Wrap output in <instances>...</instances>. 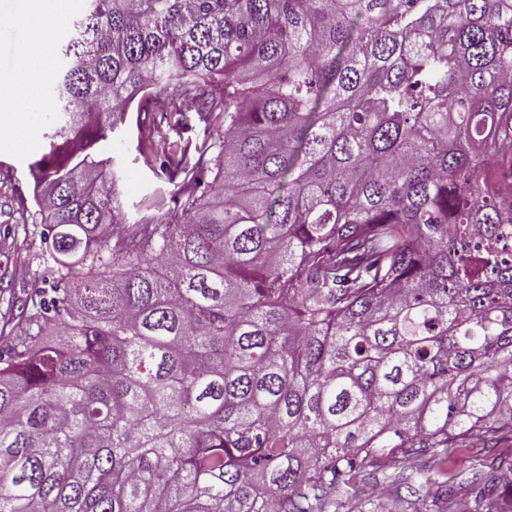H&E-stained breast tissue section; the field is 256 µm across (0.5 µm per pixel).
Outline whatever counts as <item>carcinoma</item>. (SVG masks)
Returning a JSON list of instances; mask_svg holds the SVG:
<instances>
[{"instance_id": "1", "label": "carcinoma", "mask_w": 512, "mask_h": 512, "mask_svg": "<svg viewBox=\"0 0 512 512\" xmlns=\"http://www.w3.org/2000/svg\"><path fill=\"white\" fill-rule=\"evenodd\" d=\"M0 335V512H336L512 442V0H86ZM224 118L119 224L130 111ZM512 512V460L461 484Z\"/></svg>"}]
</instances>
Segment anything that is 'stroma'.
<instances>
[{
	"label": "stroma",
	"instance_id": "1",
	"mask_svg": "<svg viewBox=\"0 0 512 512\" xmlns=\"http://www.w3.org/2000/svg\"><path fill=\"white\" fill-rule=\"evenodd\" d=\"M27 4L28 0H0V86L16 77L11 64ZM53 123L51 111L26 112L16 128L0 130V333L5 335L17 325L10 295H31L45 285L42 226L33 200L30 164L42 154V134ZM217 125V119L200 117L195 111L187 112L182 123L162 112L127 113L110 135L106 151L116 178L121 223H146L147 206L162 185L159 165L164 151L187 140L210 144ZM404 479L396 471L367 470L357 499L346 501L339 512H378L383 502L391 504L393 512H444L436 485L424 486L412 496L402 487Z\"/></svg>",
	"mask_w": 512,
	"mask_h": 512
}]
</instances>
